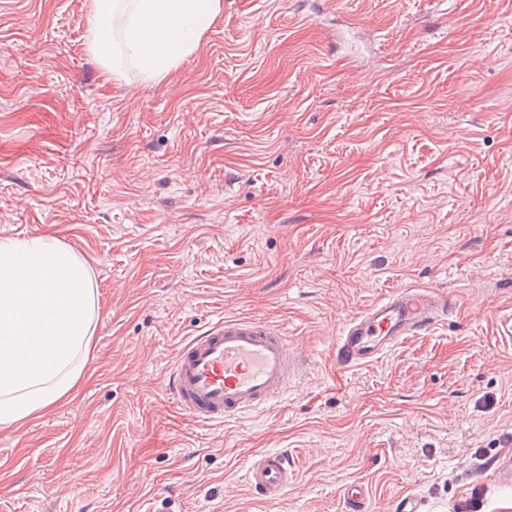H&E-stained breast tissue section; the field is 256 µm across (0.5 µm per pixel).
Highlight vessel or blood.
I'll use <instances>...</instances> for the list:
<instances>
[{"mask_svg": "<svg viewBox=\"0 0 512 512\" xmlns=\"http://www.w3.org/2000/svg\"><path fill=\"white\" fill-rule=\"evenodd\" d=\"M453 310L450 299L426 287L394 288L349 319L336 338L339 368L367 365L416 336L428 335ZM304 365L287 336L269 322L222 317L184 340L170 364L165 392L174 408L204 426H221L274 406ZM496 485L512 491V449L492 463ZM294 481L287 455L252 460L247 482L257 497L275 504ZM345 512H368L369 491L354 481L342 489Z\"/></svg>", "mask_w": 512, "mask_h": 512, "instance_id": "obj_1", "label": "vessel or blood"}]
</instances>
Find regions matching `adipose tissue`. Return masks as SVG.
I'll return each mask as SVG.
<instances>
[{"instance_id":"ef3b65f1","label":"adipose tissue","mask_w":512,"mask_h":512,"mask_svg":"<svg viewBox=\"0 0 512 512\" xmlns=\"http://www.w3.org/2000/svg\"><path fill=\"white\" fill-rule=\"evenodd\" d=\"M222 0H93L87 45L113 78L156 80L193 54ZM98 292L88 264L45 236L0 239V426H22L86 376Z\"/></svg>"}]
</instances>
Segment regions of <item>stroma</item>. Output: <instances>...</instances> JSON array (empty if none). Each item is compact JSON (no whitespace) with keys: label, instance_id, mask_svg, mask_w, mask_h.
I'll return each instance as SVG.
<instances>
[{"label":"stroma","instance_id":"obj_1","mask_svg":"<svg viewBox=\"0 0 512 512\" xmlns=\"http://www.w3.org/2000/svg\"><path fill=\"white\" fill-rule=\"evenodd\" d=\"M160 80L113 79L90 0H0V239L91 265L97 343L78 393L0 427V512H512V0H222ZM455 307L367 366L343 324L396 287ZM266 320L309 365L268 411L207 429L171 408L179 343ZM287 452L276 504L245 478ZM491 467L496 485L503 491H512V449L498 454ZM345 512H368L369 491L365 484L353 481L342 489Z\"/></svg>","mask_w":512,"mask_h":512}]
</instances>
